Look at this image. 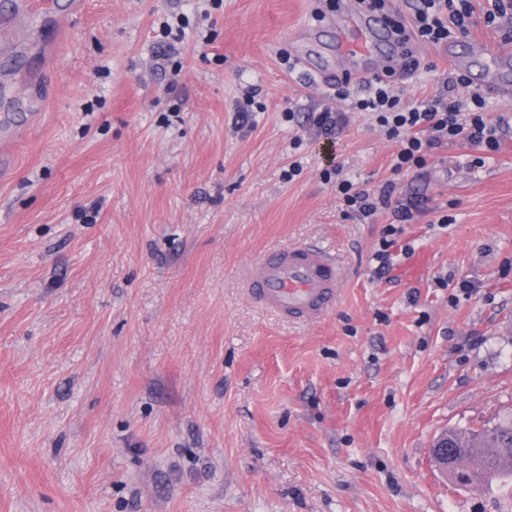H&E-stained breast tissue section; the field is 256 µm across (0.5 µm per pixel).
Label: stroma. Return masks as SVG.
<instances>
[{
  "label": "stroma",
  "instance_id": "obj_1",
  "mask_svg": "<svg viewBox=\"0 0 512 512\" xmlns=\"http://www.w3.org/2000/svg\"><path fill=\"white\" fill-rule=\"evenodd\" d=\"M315 8L85 0L65 32L17 16L0 58V512H502L431 448L512 413V128L499 151L454 143L395 174V141L316 82L339 67L361 91L382 48L348 55L352 29ZM167 15L189 21L172 52ZM416 53L403 101L453 58L455 97L512 111L493 92L512 53ZM252 88L264 110L240 129ZM334 103L347 124L326 136L306 115ZM340 177L431 200L386 277L391 217L346 215ZM306 244L343 273L314 324L245 288L262 255Z\"/></svg>",
  "mask_w": 512,
  "mask_h": 512
}]
</instances>
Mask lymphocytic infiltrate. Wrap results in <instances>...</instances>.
I'll return each instance as SVG.
<instances>
[{
	"label": "lymphocytic infiltrate",
	"mask_w": 512,
	"mask_h": 512,
	"mask_svg": "<svg viewBox=\"0 0 512 512\" xmlns=\"http://www.w3.org/2000/svg\"><path fill=\"white\" fill-rule=\"evenodd\" d=\"M411 24L397 23L403 41L418 39L433 45L447 43L453 38L470 37L478 25H493L512 10V0H491V7L483 16H475L470 0H412ZM419 61L410 50H403L398 67H385L383 76L367 81L355 107L373 113L387 137L396 140L398 150L393 165L401 174L422 167L435 149L448 143H464L494 152L500 147L499 127L487 121L483 112L485 101L480 94H472L470 107L438 93L411 103H403L390 82L396 70L412 72ZM346 206L347 214L365 220L386 209L391 223L386 227V238L380 243L375 258L380 268L392 264L390 248L392 236L402 234L405 224L416 214L427 212V197H400L395 183H385L380 189L368 190L343 180L336 185Z\"/></svg>",
	"instance_id": "obj_1"
}]
</instances>
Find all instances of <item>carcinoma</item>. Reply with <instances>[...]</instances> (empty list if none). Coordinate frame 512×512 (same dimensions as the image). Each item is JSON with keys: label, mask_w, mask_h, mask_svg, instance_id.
Segmentation results:
<instances>
[{"label": "carcinoma", "mask_w": 512, "mask_h": 512, "mask_svg": "<svg viewBox=\"0 0 512 512\" xmlns=\"http://www.w3.org/2000/svg\"><path fill=\"white\" fill-rule=\"evenodd\" d=\"M456 466L448 479L463 489L497 488L512 497V417L474 431L448 432Z\"/></svg>", "instance_id": "1"}]
</instances>
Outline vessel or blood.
Instances as JSON below:
<instances>
[{"label":"vessel or blood","instance_id":"vessel-or-blood-1","mask_svg":"<svg viewBox=\"0 0 512 512\" xmlns=\"http://www.w3.org/2000/svg\"><path fill=\"white\" fill-rule=\"evenodd\" d=\"M374 41L385 45L382 65L393 64L399 48L391 32L371 15L361 18ZM340 269L324 248L307 244L282 249L258 259L248 277L250 294L283 317L314 322L324 318L340 295Z\"/></svg>","mask_w":512,"mask_h":512}]
</instances>
